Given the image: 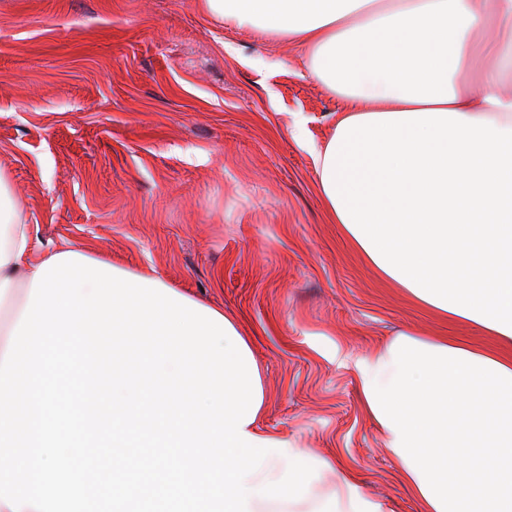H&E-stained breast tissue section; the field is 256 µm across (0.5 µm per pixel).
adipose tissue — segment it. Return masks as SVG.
I'll list each match as a JSON object with an SVG mask.
<instances>
[{
	"mask_svg": "<svg viewBox=\"0 0 512 512\" xmlns=\"http://www.w3.org/2000/svg\"><path fill=\"white\" fill-rule=\"evenodd\" d=\"M285 36L348 100L316 147L332 220L414 303L494 337L401 333L350 360L419 512H512V0H202ZM39 268L0 169V309Z\"/></svg>",
	"mask_w": 512,
	"mask_h": 512,
	"instance_id": "adipose-tissue-1",
	"label": "adipose tissue"
}]
</instances>
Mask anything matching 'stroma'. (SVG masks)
Here are the masks:
<instances>
[{"label": "stroma", "instance_id": "stroma-1", "mask_svg": "<svg viewBox=\"0 0 512 512\" xmlns=\"http://www.w3.org/2000/svg\"><path fill=\"white\" fill-rule=\"evenodd\" d=\"M306 56L199 0H0V168L32 259L66 245L223 309L263 431L418 512L341 358L401 332L491 339L377 277L330 221L310 147L345 102Z\"/></svg>", "mask_w": 512, "mask_h": 512}]
</instances>
